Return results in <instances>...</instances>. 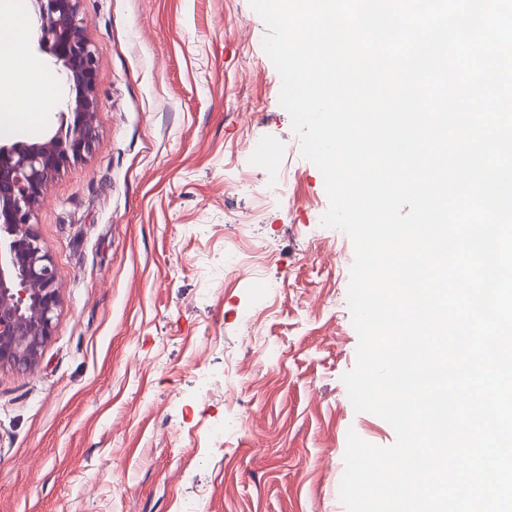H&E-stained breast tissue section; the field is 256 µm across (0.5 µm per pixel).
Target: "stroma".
Returning <instances> with one entry per match:
<instances>
[{"label":"stroma","mask_w":512,"mask_h":512,"mask_svg":"<svg viewBox=\"0 0 512 512\" xmlns=\"http://www.w3.org/2000/svg\"><path fill=\"white\" fill-rule=\"evenodd\" d=\"M80 13L101 109L37 213L62 304L37 368H0V512H346L348 432L395 434L342 380L354 248L321 223L264 22L249 0ZM230 232L266 254L228 279Z\"/></svg>","instance_id":"1"}]
</instances>
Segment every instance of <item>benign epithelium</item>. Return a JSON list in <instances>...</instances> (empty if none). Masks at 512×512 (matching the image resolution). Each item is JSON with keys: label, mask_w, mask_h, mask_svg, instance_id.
Segmentation results:
<instances>
[{"label": "benign epithelium", "mask_w": 512, "mask_h": 512, "mask_svg": "<svg viewBox=\"0 0 512 512\" xmlns=\"http://www.w3.org/2000/svg\"><path fill=\"white\" fill-rule=\"evenodd\" d=\"M38 50L53 59L75 96L60 125L31 142H0V367L35 368L61 306L56 273L37 231L36 213L52 176L91 152L100 101L98 60L80 17L81 0H31Z\"/></svg>", "instance_id": "7a95c632"}]
</instances>
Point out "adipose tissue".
I'll list each match as a JSON object with an SVG mask.
<instances>
[{
	"instance_id": "adipose-tissue-1",
	"label": "adipose tissue",
	"mask_w": 512,
	"mask_h": 512,
	"mask_svg": "<svg viewBox=\"0 0 512 512\" xmlns=\"http://www.w3.org/2000/svg\"><path fill=\"white\" fill-rule=\"evenodd\" d=\"M24 0H0V61L24 55L27 16ZM14 87L13 96H0V135L39 125L57 103L56 80L41 64L0 70V86Z\"/></svg>"
}]
</instances>
